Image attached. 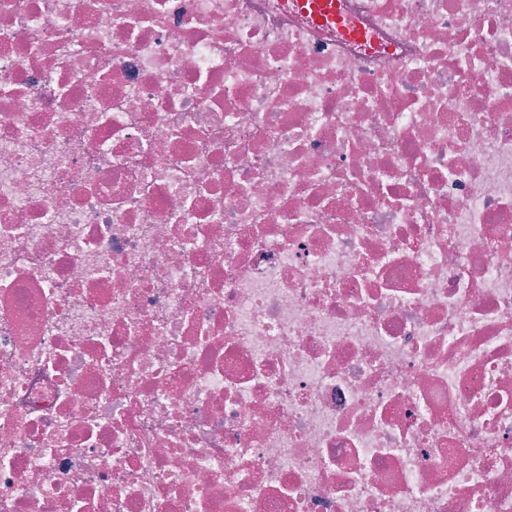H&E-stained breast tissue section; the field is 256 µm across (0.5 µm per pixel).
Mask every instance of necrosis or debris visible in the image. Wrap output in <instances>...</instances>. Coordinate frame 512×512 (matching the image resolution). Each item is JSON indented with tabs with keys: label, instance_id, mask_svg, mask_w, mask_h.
<instances>
[{
	"label": "necrosis or debris",
	"instance_id": "necrosis-or-debris-1",
	"mask_svg": "<svg viewBox=\"0 0 512 512\" xmlns=\"http://www.w3.org/2000/svg\"><path fill=\"white\" fill-rule=\"evenodd\" d=\"M0 0V512H512V0ZM298 6L322 23H340L335 0H298Z\"/></svg>",
	"mask_w": 512,
	"mask_h": 512
}]
</instances>
